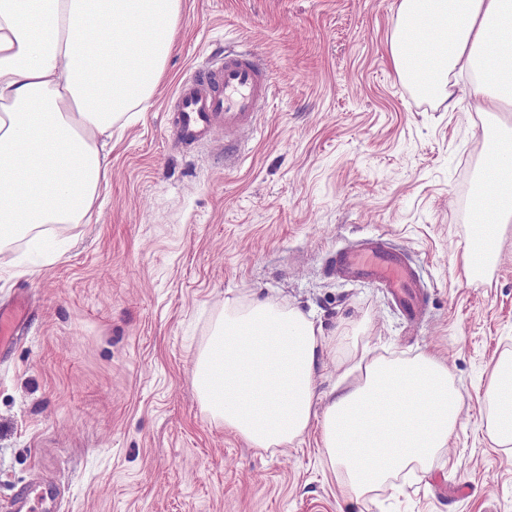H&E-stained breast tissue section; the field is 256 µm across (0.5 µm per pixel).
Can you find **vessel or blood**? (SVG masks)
Segmentation results:
<instances>
[{
  "label": "vessel or blood",
  "mask_w": 512,
  "mask_h": 512,
  "mask_svg": "<svg viewBox=\"0 0 512 512\" xmlns=\"http://www.w3.org/2000/svg\"><path fill=\"white\" fill-rule=\"evenodd\" d=\"M273 75L258 55L227 49L210 56L175 94V131L181 145L206 142L215 129H254L272 93ZM333 269L341 277H363L388 288L409 321L424 313V294L403 252L389 241L374 239L336 253ZM27 305L0 309V347L22 336Z\"/></svg>",
  "instance_id": "b4317fda"
}]
</instances>
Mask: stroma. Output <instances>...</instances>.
Returning <instances> with one entry per match:
<instances>
[{
    "label": "stroma",
    "instance_id": "obj_1",
    "mask_svg": "<svg viewBox=\"0 0 512 512\" xmlns=\"http://www.w3.org/2000/svg\"><path fill=\"white\" fill-rule=\"evenodd\" d=\"M399 0H183L165 73L137 120L112 132L88 224L0 273V307L26 293L25 336L0 350V503L39 483L64 512H512V447L486 435L482 392L512 351V223L485 275L462 260L489 123L397 76ZM261 55L275 92L242 155L224 137L178 145L179 83L224 44ZM389 240L425 293L409 323L385 288L337 278L338 249ZM228 298L313 315L325 336L364 322L373 355H434L462 394L459 426L427 475L355 503L323 462L320 410L351 359L328 352L304 435L266 451L202 406L196 357Z\"/></svg>",
    "mask_w": 512,
    "mask_h": 512
}]
</instances>
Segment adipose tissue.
Wrapping results in <instances>:
<instances>
[{
    "instance_id": "obj_1",
    "label": "adipose tissue",
    "mask_w": 512,
    "mask_h": 512,
    "mask_svg": "<svg viewBox=\"0 0 512 512\" xmlns=\"http://www.w3.org/2000/svg\"><path fill=\"white\" fill-rule=\"evenodd\" d=\"M181 0H0V269L19 266L13 245L52 224H86L108 164L103 139L143 111L165 71ZM390 41L398 77L425 96L447 95L455 70L478 78L482 112L512 106V0H400ZM491 176L474 195L485 236L512 222V128H486ZM363 323L336 340L361 374L331 393L321 452L354 500L428 471L447 446L460 395L445 364L420 353L370 356ZM327 348L321 325L299 309L228 299L194 366L214 419L251 445L300 438L314 415V376ZM486 433L512 446V353L485 391Z\"/></svg>"
}]
</instances>
